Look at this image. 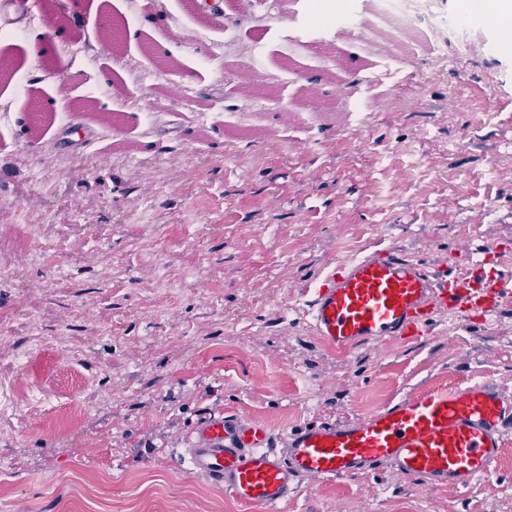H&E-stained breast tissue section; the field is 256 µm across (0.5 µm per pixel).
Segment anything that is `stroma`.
<instances>
[{"mask_svg": "<svg viewBox=\"0 0 512 512\" xmlns=\"http://www.w3.org/2000/svg\"><path fill=\"white\" fill-rule=\"evenodd\" d=\"M485 54L434 48L427 26L399 59L410 80L349 103L328 58L291 48L280 0L252 18L185 0H57L0 20V512H245L172 455L197 418L224 410L272 431L344 421L427 387L491 382L512 395V303L486 324L444 317L406 343L325 348L301 284L366 248L393 246L463 271L486 247L512 268V48L446 0ZM127 34L99 53L105 19ZM193 31L169 40L166 26ZM82 36L29 62L28 31ZM176 59L162 71L159 57ZM257 59L261 106L233 73ZM66 84L123 123L59 111L40 144L32 96ZM293 112L281 126L276 115ZM100 138H93V130ZM468 251H459L460 243ZM290 512H512V432L495 477L420 490L388 469L304 482Z\"/></svg>", "mask_w": 512, "mask_h": 512, "instance_id": "1", "label": "stroma"}]
</instances>
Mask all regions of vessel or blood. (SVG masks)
<instances>
[{
  "mask_svg": "<svg viewBox=\"0 0 512 512\" xmlns=\"http://www.w3.org/2000/svg\"><path fill=\"white\" fill-rule=\"evenodd\" d=\"M394 54L368 20L357 29L337 28L334 45L348 39ZM69 99L59 86L53 99L30 114L26 130L45 125ZM488 249L464 272L386 247L367 249L331 264L304 295L310 326L328 349L347 352L424 335L441 314L460 321H487L512 300V272ZM512 431V397L486 383L444 384L399 398L376 412L342 422H315L291 429L283 441L260 424L223 411L194 422L181 459L189 471L219 485L246 512H288L303 480L330 481L392 468L424 489H465L490 477Z\"/></svg>",
  "mask_w": 512,
  "mask_h": 512,
  "instance_id": "b4317fda",
  "label": "vessel or blood"
}]
</instances>
